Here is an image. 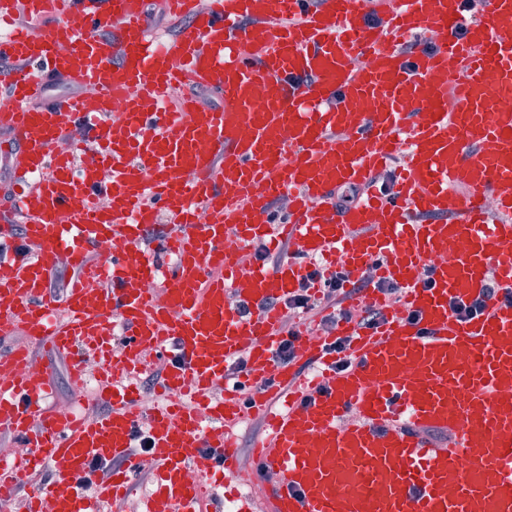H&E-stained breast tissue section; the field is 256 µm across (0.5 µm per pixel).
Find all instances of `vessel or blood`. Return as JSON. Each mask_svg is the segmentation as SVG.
I'll return each mask as SVG.
<instances>
[{
	"label": "vessel or blood",
	"mask_w": 512,
	"mask_h": 512,
	"mask_svg": "<svg viewBox=\"0 0 512 512\" xmlns=\"http://www.w3.org/2000/svg\"><path fill=\"white\" fill-rule=\"evenodd\" d=\"M20 3L44 24L0 35V60L17 66L0 75V128L22 216L0 209L13 246L0 255V343L21 329L69 351L74 379L92 356L102 371L94 404L62 414L48 373L0 346V431L20 458L0 467V504L42 467L32 503L99 512L127 503L146 466L154 487L134 512H197L188 471L232 478L231 428L254 414L267 420L252 461L271 506L245 494L234 512H512V306L494 300L466 321L448 310L488 279L512 288V0L472 17L462 0H166L187 23L163 42L144 0H0V23ZM112 17L111 37L98 36ZM51 76L90 92L35 105ZM197 88L218 103L199 106ZM177 90L178 107L163 108ZM85 150L92 162L77 163ZM389 168V195L338 207L340 187ZM201 208L209 223L196 222ZM230 235L287 245L288 258L228 255ZM63 257L76 274L58 297ZM315 257L352 279L376 269L402 301L374 329L341 319L316 337L298 325L295 359L276 361L287 331L265 304L288 301ZM146 348L165 363L164 401L150 408L126 385ZM240 355L246 369L228 381ZM304 362L316 369L305 380ZM94 459L111 481L85 484Z\"/></svg>",
	"instance_id": "1"
}]
</instances>
